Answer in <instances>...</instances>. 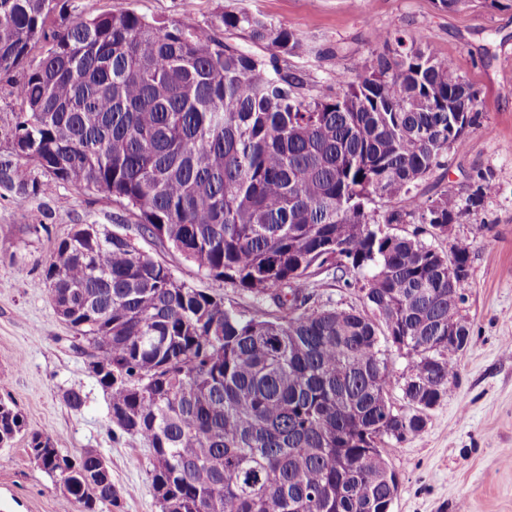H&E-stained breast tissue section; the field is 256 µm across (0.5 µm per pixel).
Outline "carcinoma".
I'll return each instance as SVG.
<instances>
[{
    "label": "carcinoma",
    "instance_id": "carcinoma-1",
    "mask_svg": "<svg viewBox=\"0 0 512 512\" xmlns=\"http://www.w3.org/2000/svg\"><path fill=\"white\" fill-rule=\"evenodd\" d=\"M54 9L0 0L1 74L46 37ZM220 23L270 54L130 8L54 30L16 87L0 189L20 202L54 182L110 196L142 235L274 308L247 316L97 224L54 245L45 281L70 349L89 359L112 429L151 449L161 512H388L398 482L379 443L422 431L471 336L448 338V262L382 225L440 235L493 192L479 172L463 201L417 193L464 136L459 117L480 127L482 101L399 30L374 32L327 85L288 64L303 43L287 28L244 11ZM451 253L468 274L469 247ZM329 270L364 310L315 306L312 278ZM390 348L406 361L399 378ZM19 435L80 512L116 504L100 454L63 452L0 400V446Z\"/></svg>",
    "mask_w": 512,
    "mask_h": 512
}]
</instances>
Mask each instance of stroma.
Instances as JSON below:
<instances>
[{
	"label": "stroma",
	"mask_w": 512,
	"mask_h": 512,
	"mask_svg": "<svg viewBox=\"0 0 512 512\" xmlns=\"http://www.w3.org/2000/svg\"><path fill=\"white\" fill-rule=\"evenodd\" d=\"M61 18L131 8L170 24L219 26L224 11L244 10L293 31L304 45L289 63L322 81L367 55L377 30H401L447 56L483 102L481 128L448 152L426 179L424 196L468 194V175L488 172L496 186L452 237L432 244L470 246L460 313L469 347L455 355L456 379L430 410L424 429L385 441L399 486L391 512H512V0H469L443 11L438 0H61ZM47 48L37 44L22 67L0 77V129L20 109L15 84ZM45 223L32 233L30 225ZM77 224L127 235L200 288L211 280L180 255L141 238L135 220L112 197L55 183L48 195L17 204L0 198V398L14 401L28 427L55 435L65 453L87 450L107 462L119 499L112 512H160L149 474V448L113 435L108 397L83 358L69 348L71 329L57 315L44 279L55 242ZM83 405L71 409L69 391ZM60 488L26 453L24 439L0 448V512H65Z\"/></svg>",
	"instance_id": "1"
}]
</instances>
